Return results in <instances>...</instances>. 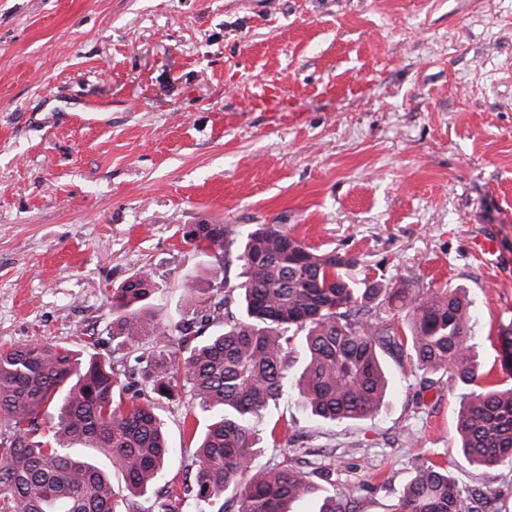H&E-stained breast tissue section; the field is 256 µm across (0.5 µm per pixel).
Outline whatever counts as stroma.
<instances>
[{"mask_svg": "<svg viewBox=\"0 0 512 512\" xmlns=\"http://www.w3.org/2000/svg\"><path fill=\"white\" fill-rule=\"evenodd\" d=\"M194 224L281 225L356 256L359 284L465 289L481 384L511 387L512 0H0V349L64 342L150 395L107 298L147 271L179 322L206 263ZM383 361L377 414L326 422L290 393L260 463L331 465L357 512H397L440 463L512 512V463L484 475L457 450L459 390ZM160 407L172 461L134 512H166L169 486L199 512L182 489L207 415L186 392Z\"/></svg>", "mask_w": 512, "mask_h": 512, "instance_id": "stroma-1", "label": "stroma"}]
</instances>
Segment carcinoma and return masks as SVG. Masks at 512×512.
Segmentation results:
<instances>
[{
  "label": "carcinoma",
  "mask_w": 512,
  "mask_h": 512,
  "mask_svg": "<svg viewBox=\"0 0 512 512\" xmlns=\"http://www.w3.org/2000/svg\"><path fill=\"white\" fill-rule=\"evenodd\" d=\"M183 241L210 258L235 246L243 280L229 286L224 265L204 284H189L191 316L170 325L147 306L151 274L112 289V336L147 362L155 397L135 402L110 361L57 343L0 351V512H121L126 495L143 496L169 459L159 401L182 387L209 413L197 449L194 496L232 492L235 512H295L292 506L326 488L296 457L259 468L255 421L287 389L297 347L307 364L296 381L311 413L332 422L361 421L383 405L388 379L382 353L408 357L429 375L463 390L459 452L486 473L512 461V388L477 389L479 366L469 344L470 311L462 288L415 290L405 283L364 288L347 270L357 259L321 252L278 224L247 233L229 224H195ZM387 301L386 316L373 302ZM220 323L203 337L200 326ZM201 341L180 359L142 341L170 336ZM501 363L512 368V322L499 334ZM56 419L41 432L40 418ZM117 466L124 487L106 472ZM482 494L430 464L403 490L399 512H481ZM320 512H356L334 495Z\"/></svg>",
  "instance_id": "1"
}]
</instances>
